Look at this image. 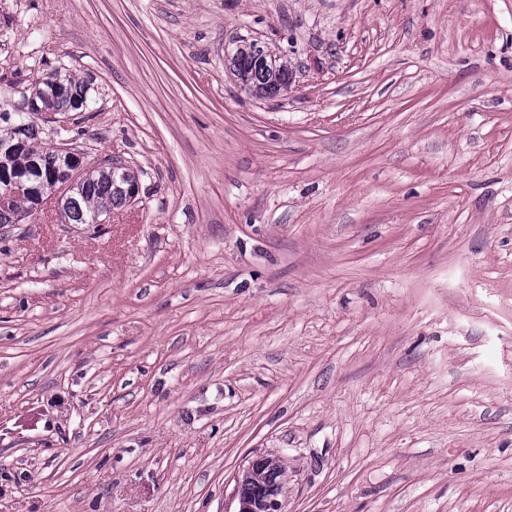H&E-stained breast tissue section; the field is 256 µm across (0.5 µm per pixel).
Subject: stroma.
Returning a JSON list of instances; mask_svg holds the SVG:
<instances>
[{"mask_svg":"<svg viewBox=\"0 0 512 512\" xmlns=\"http://www.w3.org/2000/svg\"><path fill=\"white\" fill-rule=\"evenodd\" d=\"M56 70L141 190L0 225V512H512V0H0ZM235 53L232 56V63L236 76L241 80V83L255 96L271 97L277 95L284 85L288 84L291 79V73L288 65L284 62H276L277 58L263 47L258 46L256 49L257 61L268 69H276L274 72L264 70L257 65L253 46L251 42L245 44L241 41ZM278 458L272 456L260 455L255 457L249 465L239 472L236 477V495L239 501L238 512H281L282 503L278 499V493L273 485L280 484L284 476V467L280 464L269 472L264 470L265 475L259 482L248 485L244 492L252 496H261L270 487L268 495L261 499H255L248 495H243L241 489L243 486L256 481L261 476V471L275 465Z\"/></svg>","mask_w":512,"mask_h":512,"instance_id":"obj_1","label":"stroma"}]
</instances>
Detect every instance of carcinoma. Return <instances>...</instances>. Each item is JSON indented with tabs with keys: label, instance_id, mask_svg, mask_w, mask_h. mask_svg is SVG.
Returning a JSON list of instances; mask_svg holds the SVG:
<instances>
[{
	"label": "carcinoma",
	"instance_id": "cac0c4a2",
	"mask_svg": "<svg viewBox=\"0 0 512 512\" xmlns=\"http://www.w3.org/2000/svg\"><path fill=\"white\" fill-rule=\"evenodd\" d=\"M236 76L255 96L277 95L291 79L288 65L276 62V69L269 71L257 65L253 46L242 44L232 56ZM30 95L24 100L35 99L44 106V111L65 115L69 112L87 110L86 90L75 77L66 75L59 80L34 82L29 87ZM38 128L34 121L21 112L0 111V175L32 187L41 189L42 196L50 195V187L68 178L74 169L71 152H58L39 142ZM138 178L130 167H114L107 158L103 163L84 172L70 185L62 216L67 224H88L97 214H107L112 209L128 202L123 188ZM34 201L29 195L16 198L13 206L0 208V224H16L31 213ZM284 467L276 465L265 472L259 482L245 488V493L260 496L273 485L281 483Z\"/></svg>",
	"mask_w": 512,
	"mask_h": 512
}]
</instances>
